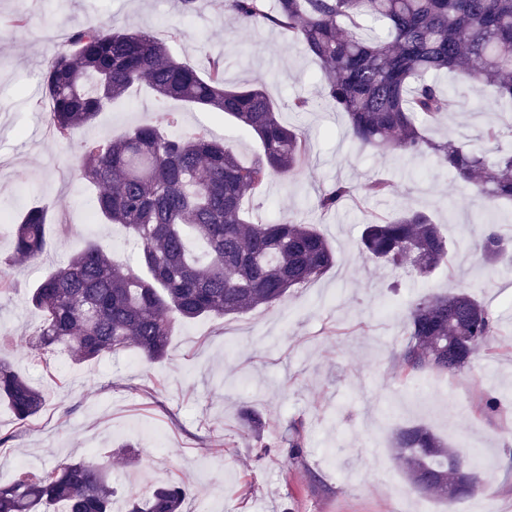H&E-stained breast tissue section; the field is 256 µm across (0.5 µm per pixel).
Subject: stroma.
Returning a JSON list of instances; mask_svg holds the SVG:
<instances>
[{
    "mask_svg": "<svg viewBox=\"0 0 512 512\" xmlns=\"http://www.w3.org/2000/svg\"><path fill=\"white\" fill-rule=\"evenodd\" d=\"M24 14L29 23L11 27ZM111 21L151 33L178 57L206 70L223 54L228 85L263 86L283 123L298 127L310 152L305 167L272 178L243 204L253 222L295 216L316 225L336 253L320 280L281 302L224 318L176 323L169 353L148 362L134 350L72 365L63 351L31 353L42 315L26 302L29 288L90 240L118 257H133L125 231L92 219V190L76 170L71 149L47 133L48 102L40 76L46 61L78 27ZM181 28L173 39V28ZM450 111L431 127L432 139L484 148L488 122H512L487 89L458 76L442 79ZM320 66L278 29L238 21L226 0H208L187 14L180 0H0V214L46 208L49 247L36 262L9 267L12 291L0 294V346L9 363L46 395L33 422L16 430L0 404V483L23 466L53 459L112 455L115 501L143 497L154 486L183 482L208 512H493L512 507V265L489 264L471 243L485 230L486 206L449 168L361 148L348 119L324 107ZM308 97L309 111L291 107ZM178 113L186 130L207 128L250 163L258 141L234 122L177 101L160 102L144 89L116 102L85 131L86 138L120 135L157 108ZM383 176L386 198H365ZM354 195L335 211L316 207L335 182ZM412 205L427 212L448 240V260L424 278L373 263L357 248L369 215L392 216ZM467 291L492 312L498 334L463 370L405 372L403 315L417 298ZM497 399L496 410L486 406ZM261 419L251 428L247 413ZM303 446L288 455L294 422ZM422 424L454 448H474L485 490L449 501L414 492L390 448L392 430ZM271 447L259 453L261 443Z\"/></svg>",
    "mask_w": 512,
    "mask_h": 512,
    "instance_id": "stroma-1",
    "label": "stroma"
}]
</instances>
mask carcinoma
<instances>
[{"label": "carcinoma", "mask_w": 512, "mask_h": 512, "mask_svg": "<svg viewBox=\"0 0 512 512\" xmlns=\"http://www.w3.org/2000/svg\"><path fill=\"white\" fill-rule=\"evenodd\" d=\"M227 2L242 21L271 24L317 59L326 101L347 115L350 135L361 145L431 157L490 205L512 201V152L490 156L427 136L428 126L448 112L449 99L436 82L441 73L488 87L494 102L512 104V0H276L271 12L266 0ZM70 41L42 78L47 123L59 141L79 142L80 175L100 188L96 209L105 223L126 229L136 262L90 242L39 281L29 291L43 315L36 348H62L81 364L133 345L146 361L158 360L176 322L274 304L333 265V250L314 225L292 216L252 224L241 216L245 198L306 160L305 137L280 121L263 87L227 85L221 56L210 59L203 75L154 37L110 22L78 29ZM138 83L163 100L224 115L256 136L257 157L244 166L224 138L207 129L185 134L176 114L163 110L119 136L79 140ZM393 191L390 180L374 178L365 197ZM351 197V187L337 182L320 193L317 207L332 211ZM46 214L33 206L12 225L11 261L33 262L47 250ZM499 228L489 213L472 244L489 263L505 250ZM193 239L203 245L199 254L191 250ZM358 249L421 278L448 257L439 225L410 207L393 218L372 217ZM405 322L401 366L412 372L457 373L496 333L487 307L463 291L420 297ZM0 400L22 427L45 405L44 393L2 360ZM391 447L418 492L455 499L452 488L463 472L473 484L470 494L483 491L463 452L423 425L395 428ZM110 468L108 457L57 459L24 470L0 484V512H112ZM191 495L183 484L160 486L147 499H128L125 512H181Z\"/></svg>", "instance_id": "obj_1"}]
</instances>
